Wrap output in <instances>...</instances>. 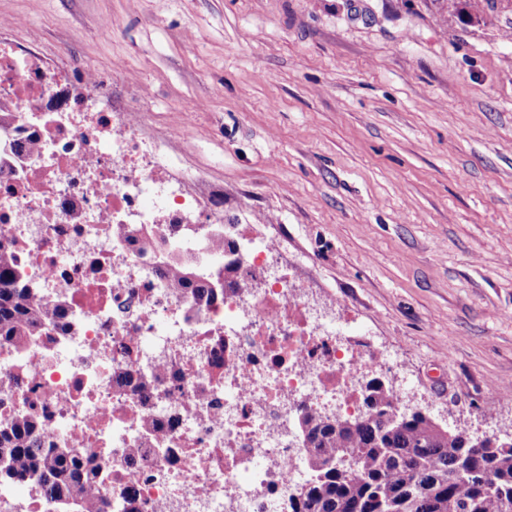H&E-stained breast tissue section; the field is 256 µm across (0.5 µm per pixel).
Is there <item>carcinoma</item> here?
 Returning a JSON list of instances; mask_svg holds the SVG:
<instances>
[{"label": "carcinoma", "instance_id": "carcinoma-1", "mask_svg": "<svg viewBox=\"0 0 512 512\" xmlns=\"http://www.w3.org/2000/svg\"><path fill=\"white\" fill-rule=\"evenodd\" d=\"M139 247L163 251L160 273L198 303L235 289L234 270L201 269L174 241L151 234ZM15 257L0 248V342L24 348L60 316L19 286ZM365 411L353 418L299 419L312 472L288 512H512V439L477 445L420 411L401 414L377 379L367 384ZM96 469L78 448H52L40 437L35 412L0 428V482L38 477L54 512H112L98 496Z\"/></svg>", "mask_w": 512, "mask_h": 512}]
</instances>
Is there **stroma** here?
<instances>
[{"label":"stroma","instance_id":"obj_1","mask_svg":"<svg viewBox=\"0 0 512 512\" xmlns=\"http://www.w3.org/2000/svg\"><path fill=\"white\" fill-rule=\"evenodd\" d=\"M0 40L140 112L390 352L407 411L512 438V0H0Z\"/></svg>","mask_w":512,"mask_h":512}]
</instances>
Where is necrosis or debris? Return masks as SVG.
I'll return each instance as SVG.
<instances>
[{"mask_svg": "<svg viewBox=\"0 0 512 512\" xmlns=\"http://www.w3.org/2000/svg\"><path fill=\"white\" fill-rule=\"evenodd\" d=\"M101 91L0 47V244L19 282L64 308L26 348L0 345V427L42 413L46 444L101 465L112 512H288L310 478L301 414H361L369 377L393 363L342 342L271 239L248 240L239 288L213 303L168 288L158 254L118 225L174 226L195 257L211 217L166 183L135 113L88 109Z\"/></svg>", "mask_w": 512, "mask_h": 512, "instance_id": "necrosis-or-debris-1", "label": "necrosis or debris"}]
</instances>
